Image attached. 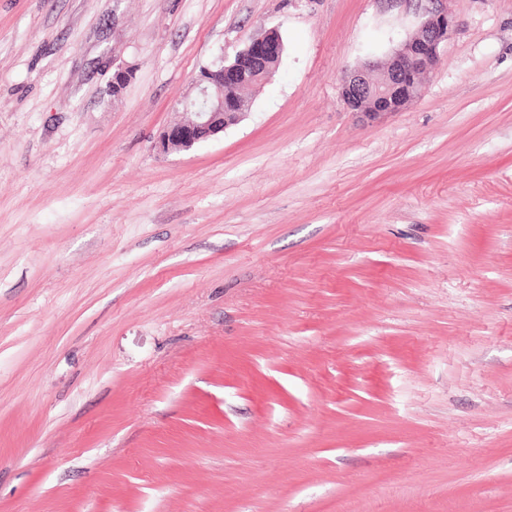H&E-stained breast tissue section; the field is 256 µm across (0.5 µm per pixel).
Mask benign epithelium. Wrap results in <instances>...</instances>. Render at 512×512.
Here are the masks:
<instances>
[{"label":"benign epithelium","mask_w":512,"mask_h":512,"mask_svg":"<svg viewBox=\"0 0 512 512\" xmlns=\"http://www.w3.org/2000/svg\"><path fill=\"white\" fill-rule=\"evenodd\" d=\"M424 10L414 34L392 49L383 66L370 62L342 77L346 108L374 120L402 111L422 94V77L437 64L440 47L458 28L457 19L435 7ZM284 42L278 30L262 29L229 63L201 68L194 94L181 100L183 113L160 136L159 149L188 151L237 124L252 107L241 93L266 81L279 65Z\"/></svg>","instance_id":"1"}]
</instances>
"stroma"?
Masks as SVG:
<instances>
[{"instance_id":"obj_1","label":"stroma","mask_w":512,"mask_h":512,"mask_svg":"<svg viewBox=\"0 0 512 512\" xmlns=\"http://www.w3.org/2000/svg\"><path fill=\"white\" fill-rule=\"evenodd\" d=\"M444 5L368 120L339 80L423 0H0V512H512V0ZM458 26L448 11L425 8L414 34L391 50L383 66L373 61L343 75L341 99L346 108L374 120L415 102L422 94V77L437 64L440 47ZM376 67L377 76L370 78ZM284 42L278 30L261 29L232 62L202 67L193 79L194 94L181 100L185 112L160 136L159 149L188 151L237 124L252 107L244 91L266 81L279 65Z\"/></svg>"}]
</instances>
